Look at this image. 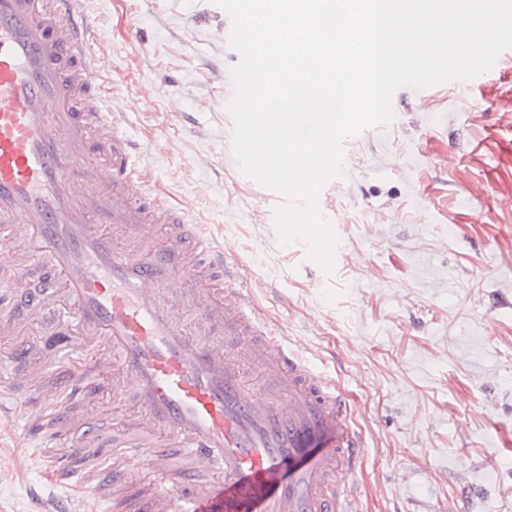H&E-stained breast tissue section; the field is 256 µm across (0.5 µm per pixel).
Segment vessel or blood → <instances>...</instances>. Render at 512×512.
Returning <instances> with one entry per match:
<instances>
[{"label": "vessel or blood", "mask_w": 512, "mask_h": 512, "mask_svg": "<svg viewBox=\"0 0 512 512\" xmlns=\"http://www.w3.org/2000/svg\"><path fill=\"white\" fill-rule=\"evenodd\" d=\"M81 0H0V420L41 440L51 482L140 512H356L364 445L335 381L256 312L222 245L149 192ZM38 278L37 287L25 282ZM51 320L77 368L34 363L20 334ZM146 425L109 441L101 385ZM339 425L335 442L322 441Z\"/></svg>", "instance_id": "obj_1"}]
</instances>
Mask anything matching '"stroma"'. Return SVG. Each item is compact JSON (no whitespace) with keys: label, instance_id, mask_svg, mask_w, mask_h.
I'll return each mask as SVG.
<instances>
[{"label":"stroma","instance_id":"35a3bbf8","mask_svg":"<svg viewBox=\"0 0 512 512\" xmlns=\"http://www.w3.org/2000/svg\"><path fill=\"white\" fill-rule=\"evenodd\" d=\"M136 168L229 250L261 317L335 380L365 451L358 512H512V49L455 89L409 87L350 139L329 189L333 278L277 244L276 193L238 169L225 105L231 24L215 0H82ZM62 495L34 442L0 436V512Z\"/></svg>","mask_w":512,"mask_h":512}]
</instances>
